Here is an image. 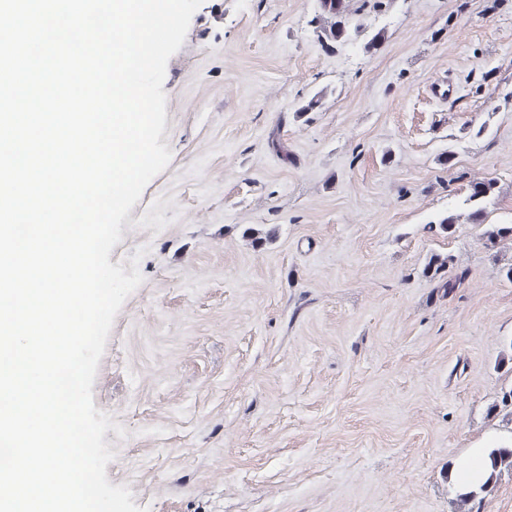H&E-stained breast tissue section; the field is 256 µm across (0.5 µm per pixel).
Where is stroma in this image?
Instances as JSON below:
<instances>
[{
    "mask_svg": "<svg viewBox=\"0 0 512 512\" xmlns=\"http://www.w3.org/2000/svg\"><path fill=\"white\" fill-rule=\"evenodd\" d=\"M350 7L327 46L316 0H203L167 63L92 386L144 512H453L456 460L512 442V243L432 226L486 179L512 220V0Z\"/></svg>",
    "mask_w": 512,
    "mask_h": 512,
    "instance_id": "obj_1",
    "label": "stroma"
}]
</instances>
